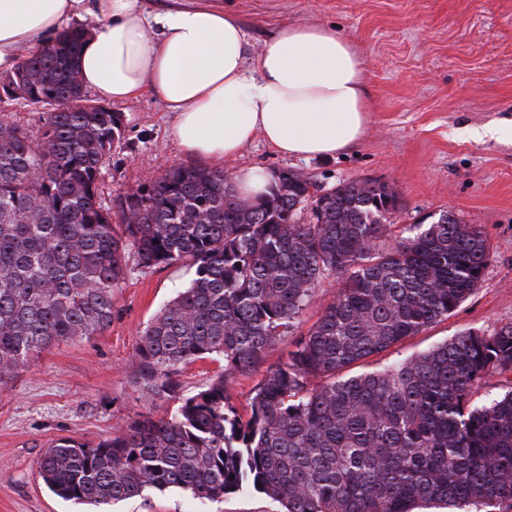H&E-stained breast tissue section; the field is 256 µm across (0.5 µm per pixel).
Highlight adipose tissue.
Segmentation results:
<instances>
[{
  "mask_svg": "<svg viewBox=\"0 0 512 512\" xmlns=\"http://www.w3.org/2000/svg\"><path fill=\"white\" fill-rule=\"evenodd\" d=\"M73 21L91 24L78 60L84 87L110 102L153 94L191 156L221 163L260 137L284 156L332 157L366 133L362 61L348 38L291 24L253 53L232 0L153 17L141 0H0V70Z\"/></svg>",
  "mask_w": 512,
  "mask_h": 512,
  "instance_id": "1",
  "label": "adipose tissue"
}]
</instances>
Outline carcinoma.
<instances>
[{"mask_svg": "<svg viewBox=\"0 0 512 512\" xmlns=\"http://www.w3.org/2000/svg\"><path fill=\"white\" fill-rule=\"evenodd\" d=\"M85 28L38 44L0 78L26 102L53 100L35 132L0 117V375L63 340L112 323L127 271L195 268L142 330L134 382L151 399L176 393L198 359L224 374L94 446L65 438L37 462L44 484L76 504L109 505L180 488L202 502L253 487L283 512H416L443 502L512 512V387L474 394L512 373V324L468 328L421 354L344 370L448 319L490 260L476 224L394 233L398 199L352 180L306 208L310 179L275 173L255 201L224 171L169 167L101 200L98 183L125 125L82 86ZM341 281L306 333L315 289ZM291 336L242 415L227 391Z\"/></svg>", "mask_w": 512, "mask_h": 512, "instance_id": "obj_1", "label": "carcinoma"}]
</instances>
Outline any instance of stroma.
Instances as JSON below:
<instances>
[{"label": "stroma", "mask_w": 512, "mask_h": 512, "mask_svg": "<svg viewBox=\"0 0 512 512\" xmlns=\"http://www.w3.org/2000/svg\"><path fill=\"white\" fill-rule=\"evenodd\" d=\"M235 7L255 49L287 22L336 27L362 56L372 112L363 140L336 157H285L258 138L222 170H290L324 189L380 180L399 197L395 224L447 211L479 225L488 240L490 261L475 293L447 320L370 359V367L424 352L466 328L490 332L512 323V0H235ZM111 109L123 114L125 132L102 169L103 200L163 167L191 163L154 96ZM486 125L502 127V136L470 139V128ZM193 274L180 265L131 269L102 334L57 343L27 369L0 377V512H81L39 477L36 464L46 448L68 437L94 445L139 416H163L223 372V361L197 360L181 370L177 396L153 400L132 378L142 329ZM109 512H281V506L255 491L202 503L175 489L116 502Z\"/></svg>", "instance_id": "35a3bbf8"}]
</instances>
